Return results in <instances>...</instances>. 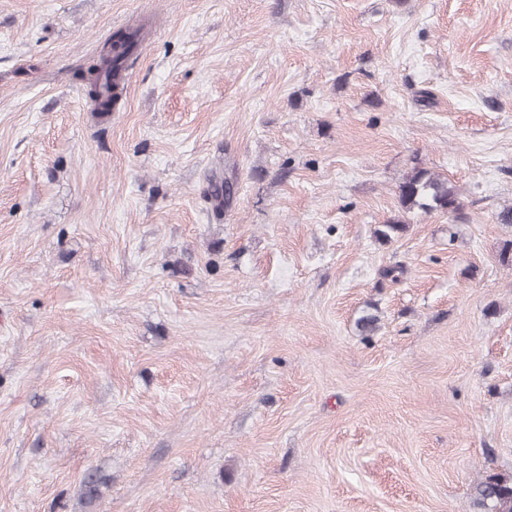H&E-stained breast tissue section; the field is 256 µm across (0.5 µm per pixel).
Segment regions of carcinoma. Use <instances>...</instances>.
<instances>
[{
    "label": "carcinoma",
    "instance_id": "obj_1",
    "mask_svg": "<svg viewBox=\"0 0 512 512\" xmlns=\"http://www.w3.org/2000/svg\"><path fill=\"white\" fill-rule=\"evenodd\" d=\"M113 55L105 61L95 59L87 71L92 75L87 85V95L101 115L112 112L118 103L120 88L127 76V62L138 46V31L128 28L113 33ZM398 197L406 211L415 208L430 213H457L460 211L455 188L447 179L427 169L415 167L408 172L398 186ZM407 224L393 218L377 230L378 237L391 240L404 232ZM107 478L90 471L82 482V501L94 504L101 497L100 487ZM475 512H512V475L485 474L474 482L472 490Z\"/></svg>",
    "mask_w": 512,
    "mask_h": 512
}]
</instances>
